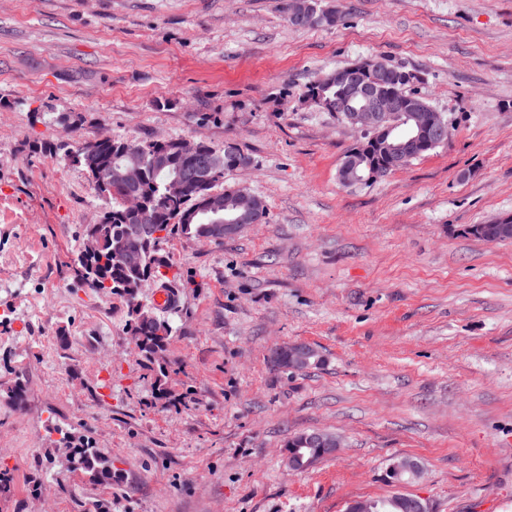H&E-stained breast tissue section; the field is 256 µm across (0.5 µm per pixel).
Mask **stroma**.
Returning a JSON list of instances; mask_svg holds the SVG:
<instances>
[{"mask_svg":"<svg viewBox=\"0 0 512 512\" xmlns=\"http://www.w3.org/2000/svg\"><path fill=\"white\" fill-rule=\"evenodd\" d=\"M286 3L0 0V512H345L397 492L512 512V242L470 231L512 215V0H324L342 19L310 28ZM370 56L455 131L346 187L360 133L304 94ZM74 114L89 138L233 143L252 164L229 182L267 205L224 240L163 243L182 285L164 396L125 300L78 281L110 202L62 150ZM286 343L320 364L277 366ZM313 430L338 452L290 471L289 437ZM83 442L119 485L61 466ZM396 457L419 478L389 484Z\"/></svg>","mask_w":512,"mask_h":512,"instance_id":"35a3bbf8","label":"stroma"}]
</instances>
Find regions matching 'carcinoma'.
<instances>
[{"label":"carcinoma","mask_w":512,"mask_h":512,"mask_svg":"<svg viewBox=\"0 0 512 512\" xmlns=\"http://www.w3.org/2000/svg\"><path fill=\"white\" fill-rule=\"evenodd\" d=\"M398 91L409 105H421L422 115L437 122L447 121L435 113L428 101L413 95L410 85H400ZM343 95L344 86L336 82L333 70L310 83L305 92L307 100L331 113L336 111V103ZM409 127L408 123L402 124L378 143L367 136L361 137L356 142V146L361 148L359 169L365 174L372 169L377 172V178L382 179L440 147L436 142H408ZM133 147L138 149V162L144 175L134 189L118 176L123 165L129 162ZM204 148L210 160V173L206 179L197 177L198 161L183 156L176 140L157 145L151 139H114L108 144L76 139L67 152L70 161L85 171L94 190L111 203L103 214V222L89 224L84 230L86 234L91 231L98 234L100 245L90 256L82 251L77 254L79 280L97 291L105 290L125 299L129 308L130 331L137 337L140 353L154 366L159 380L167 374L164 354L173 328L168 318L156 315L142 304L140 295L145 285L158 281V288L167 291V309L174 311L179 307L180 288L177 276L169 278L161 272L167 264L159 255L160 245L172 236H207L214 220L226 213H242L238 198L231 192V186L224 185V178L244 168L240 164L244 152L239 149L226 154L207 144ZM108 169L112 170V180L103 185L101 175ZM176 175L185 177L186 192L182 199H168L164 196V186L169 178ZM132 190L145 200V208L140 213L126 211L124 199ZM254 200L253 217L243 220L234 232H240L245 224L265 221V202L258 196ZM471 233L491 243L512 241V223L476 224L472 226ZM117 241L124 244L121 254L113 251ZM322 438L328 439L330 434L319 432L313 438L309 433H300L288 440L287 452L300 456L304 463L310 459L319 461L328 451L320 442ZM65 463L67 468L82 472L94 483L110 487L121 482V473L113 466L112 458L87 444L75 446Z\"/></svg>","instance_id":"obj_1"}]
</instances>
